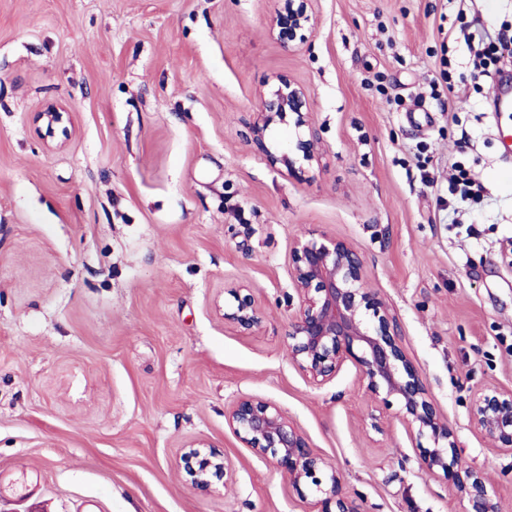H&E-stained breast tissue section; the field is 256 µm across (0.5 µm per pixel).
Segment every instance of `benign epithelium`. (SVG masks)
Masks as SVG:
<instances>
[{
	"label": "benign epithelium",
	"mask_w": 512,
	"mask_h": 512,
	"mask_svg": "<svg viewBox=\"0 0 512 512\" xmlns=\"http://www.w3.org/2000/svg\"><path fill=\"white\" fill-rule=\"evenodd\" d=\"M312 0H279L274 37L284 44H303L313 32ZM260 107L249 131L252 142L268 161L302 178L319 165L320 138L312 126L311 103L305 88L283 76L269 78L259 91ZM291 116L295 138L282 149L267 145L269 132ZM44 143L65 144L71 135L70 113L52 103L37 114ZM292 284L298 299L296 315L288 324V358L313 385L336 376L341 365L354 361L366 391L383 404L396 405V417L429 446L420 449L418 467L451 480L470 505L469 512H500L498 501L482 474L456 453L455 434L448 419L429 399L423 374L408 357L399 338L396 316L366 286L362 254L350 243L317 235L303 237L291 255ZM234 303L224 307V320L251 334L264 314L252 293L230 289ZM474 427L494 451L512 457V390L494 385L476 390L469 406ZM225 418L236 437L254 454L271 460L293 487L308 490L317 512H360L336 471L310 446L306 436L275 404L253 397L234 401ZM178 465L187 483L210 492L226 483L230 464L223 453L201 443L183 448Z\"/></svg>",
	"instance_id": "benign-epithelium-1"
}]
</instances>
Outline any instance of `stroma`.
Listing matches in <instances>:
<instances>
[{
	"label": "stroma",
	"instance_id": "stroma-1",
	"mask_svg": "<svg viewBox=\"0 0 512 512\" xmlns=\"http://www.w3.org/2000/svg\"><path fill=\"white\" fill-rule=\"evenodd\" d=\"M312 5L292 47L277 0H0V512H312L227 425L242 395L279 406L361 512H467L354 363L319 387L290 364V255L310 232L362 253L458 453L512 512L508 459L469 419L476 389H512V112L448 41V0ZM273 75L310 96L311 181L250 140ZM50 103L72 115L60 148L34 121ZM458 161L485 186L472 235L448 227ZM231 284L263 308L253 334L224 320ZM193 441L229 459L226 485L186 484Z\"/></svg>",
	"mask_w": 512,
	"mask_h": 512
}]
</instances>
